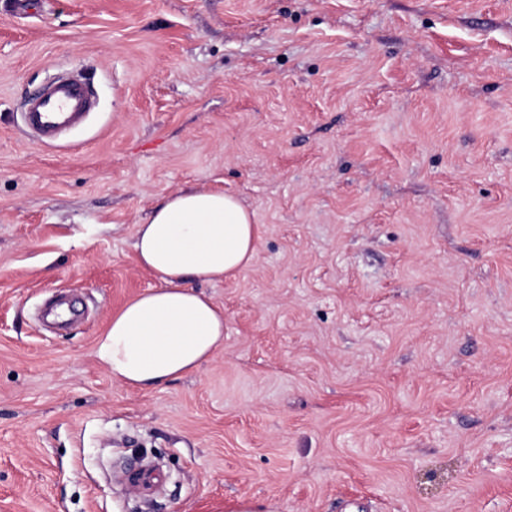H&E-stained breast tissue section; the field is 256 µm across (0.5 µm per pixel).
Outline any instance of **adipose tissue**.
<instances>
[{
  "label": "adipose tissue",
  "instance_id": "ef3b65f1",
  "mask_svg": "<svg viewBox=\"0 0 512 512\" xmlns=\"http://www.w3.org/2000/svg\"><path fill=\"white\" fill-rule=\"evenodd\" d=\"M141 266L160 282L113 313L95 357L113 379L148 389L199 370L224 344V312L195 283L248 268L256 214L236 195L206 188L165 196L137 225Z\"/></svg>",
  "mask_w": 512,
  "mask_h": 512
}]
</instances>
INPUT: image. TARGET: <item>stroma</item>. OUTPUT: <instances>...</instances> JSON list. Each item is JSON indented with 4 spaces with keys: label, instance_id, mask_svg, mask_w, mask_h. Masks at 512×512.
<instances>
[{
    "label": "stroma",
    "instance_id": "obj_1",
    "mask_svg": "<svg viewBox=\"0 0 512 512\" xmlns=\"http://www.w3.org/2000/svg\"><path fill=\"white\" fill-rule=\"evenodd\" d=\"M63 70L96 110L35 143ZM200 186L259 224L224 345L122 385L136 226ZM0 512H512V0H0Z\"/></svg>",
    "mask_w": 512,
    "mask_h": 512
}]
</instances>
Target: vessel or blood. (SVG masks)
<instances>
[{"label":"vessel or blood","instance_id":"b4317fda","mask_svg":"<svg viewBox=\"0 0 512 512\" xmlns=\"http://www.w3.org/2000/svg\"><path fill=\"white\" fill-rule=\"evenodd\" d=\"M93 105L85 83L56 78L28 99L22 114L23 124L36 141L49 143L63 132L82 125Z\"/></svg>","mask_w":512,"mask_h":512}]
</instances>
